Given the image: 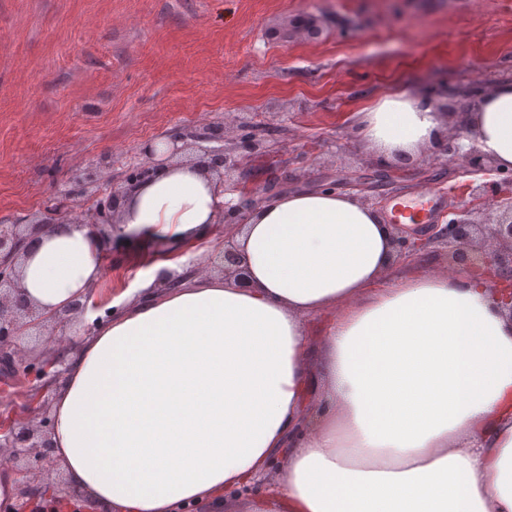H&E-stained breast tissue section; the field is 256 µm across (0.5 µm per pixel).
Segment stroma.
Segmentation results:
<instances>
[{
  "mask_svg": "<svg viewBox=\"0 0 512 512\" xmlns=\"http://www.w3.org/2000/svg\"><path fill=\"white\" fill-rule=\"evenodd\" d=\"M512 82V0H0V221L92 220L98 195L146 164L148 141L206 129L265 195L374 174L354 130L364 103L402 89L443 116ZM372 206L439 192L462 201L458 161H395ZM97 171L98 183L78 180ZM96 302L132 283L143 253L114 247ZM286 457L207 512L282 495Z\"/></svg>",
  "mask_w": 512,
  "mask_h": 512,
  "instance_id": "1",
  "label": "stroma"
}]
</instances>
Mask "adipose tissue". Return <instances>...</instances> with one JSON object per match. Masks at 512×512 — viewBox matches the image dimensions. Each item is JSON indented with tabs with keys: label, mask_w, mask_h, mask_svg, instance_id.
<instances>
[{
	"label": "adipose tissue",
	"mask_w": 512,
	"mask_h": 512,
	"mask_svg": "<svg viewBox=\"0 0 512 512\" xmlns=\"http://www.w3.org/2000/svg\"><path fill=\"white\" fill-rule=\"evenodd\" d=\"M385 161L439 138L433 102L404 91L356 112ZM512 171V82L455 115ZM228 194L197 164L162 166L131 194L116 238L162 253L146 297L92 322L54 390L52 455L100 512H184L255 483L280 450L290 512H512V319L478 274L391 264L392 227L333 190L286 191L232 235L239 287L182 274ZM90 227L40 236L21 266L51 315L106 272ZM327 314L317 343L307 317Z\"/></svg>",
	"instance_id": "1"
}]
</instances>
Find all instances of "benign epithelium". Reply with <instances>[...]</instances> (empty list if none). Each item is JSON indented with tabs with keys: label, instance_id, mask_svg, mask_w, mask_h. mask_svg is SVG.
Wrapping results in <instances>:
<instances>
[{
	"label": "benign epithelium",
	"instance_id": "1",
	"mask_svg": "<svg viewBox=\"0 0 512 512\" xmlns=\"http://www.w3.org/2000/svg\"><path fill=\"white\" fill-rule=\"evenodd\" d=\"M461 139L463 135L455 131L434 146V151L438 155L464 160L474 172L492 170L490 165L475 162L479 151L473 146L464 148ZM198 163L209 171H222L219 187L224 190L227 189V176L241 166L225 148H200ZM155 172L153 165L134 169L123 183L112 187L106 196L97 200L95 218L88 225L96 228L104 239L112 240V232L118 227L115 214L123 198L152 178ZM463 192L469 195L467 204L452 208L453 218L443 226L434 225V233L429 238L411 237L398 225H393V261H414L430 246L440 245L451 254L457 266L486 274L501 303L512 315V176L477 186L470 182ZM262 201L263 197L257 191L241 192L238 203L224 204V223L231 226L243 223L247 212ZM54 225L55 221L44 219L30 224H0V365L10 371L11 378L20 387L26 386L33 373L43 380L40 388L29 390L26 410L30 423L16 428L10 418L0 417V458L14 465L24 452L34 451L35 463L18 469L17 512H52L47 500L36 495L33 483L46 475L52 466V426L45 424L40 415L46 408L45 396L62 374L56 366L63 364L58 356L38 364L29 361L27 351L20 345L21 336L31 327L55 328L66 322L67 316L82 313L86 308L85 303L77 300L47 318L26 299L19 261L40 235ZM213 268L244 281L240 254L229 240L206 264L189 263L185 273L192 275Z\"/></svg>",
	"mask_w": 512,
	"mask_h": 512
}]
</instances>
